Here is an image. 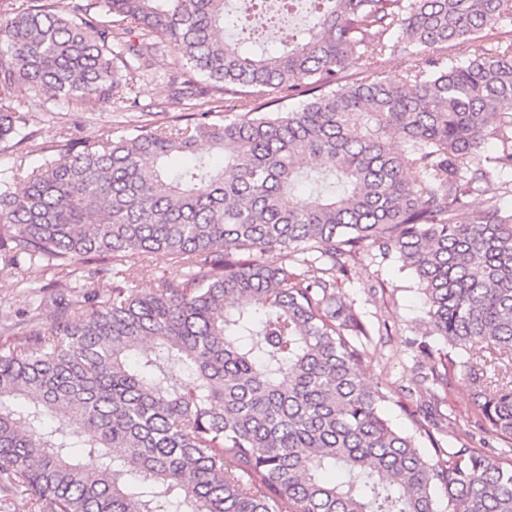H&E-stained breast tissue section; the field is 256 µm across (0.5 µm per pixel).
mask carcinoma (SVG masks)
<instances>
[{
    "label": "carcinoma",
    "mask_w": 512,
    "mask_h": 512,
    "mask_svg": "<svg viewBox=\"0 0 512 512\" xmlns=\"http://www.w3.org/2000/svg\"><path fill=\"white\" fill-rule=\"evenodd\" d=\"M310 2L316 22L272 53L262 34L224 39L227 0L0 16V144L29 137L25 103L130 96L160 56L175 98L224 97L218 121L68 138L0 179V261L82 292L37 296L50 323L0 348V476L38 512H512V461L422 423L425 452L383 417L391 392L364 381L371 332L339 281L372 252L409 269L425 405L460 372L475 423L512 447V212L466 201L512 174V34L456 59L512 0ZM241 9L239 30L263 4ZM156 252L175 274L127 292L131 260Z\"/></svg>",
    "instance_id": "obj_1"
}]
</instances>
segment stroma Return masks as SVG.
I'll use <instances>...</instances> for the list:
<instances>
[{
	"label": "stroma",
	"mask_w": 512,
	"mask_h": 512,
	"mask_svg": "<svg viewBox=\"0 0 512 512\" xmlns=\"http://www.w3.org/2000/svg\"><path fill=\"white\" fill-rule=\"evenodd\" d=\"M134 83L137 102L133 105L106 103L92 109L67 105L53 114L45 113L37 105H28L34 136L18 146L1 145L0 170H29L42 164L49 147L58 144L64 130L82 139L104 134L119 136L138 125L164 124L173 116L193 111L192 105L175 103L164 79L138 74ZM36 287L50 295L68 292L70 284L38 265L26 263L18 271L0 268V344L6 339L9 324L28 314ZM344 291L363 319L379 330L368 346L371 363L364 374L366 383L398 389L397 401L388 402L383 412L395 429L416 434L413 412L420 404L417 378L425 372L426 363L416 353L412 341L424 333L426 315L415 276L397 260L382 263L366 255L351 265ZM439 410L455 419L447 434L450 444L476 446L482 442L483 432L471 422L476 411L474 391L465 375L453 379L448 399Z\"/></svg>",
	"instance_id": "obj_1"
}]
</instances>
